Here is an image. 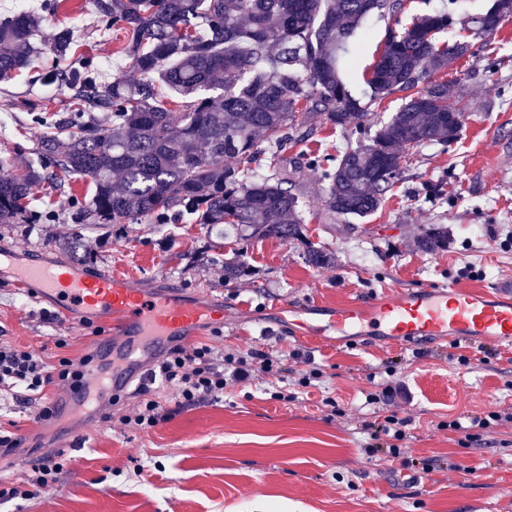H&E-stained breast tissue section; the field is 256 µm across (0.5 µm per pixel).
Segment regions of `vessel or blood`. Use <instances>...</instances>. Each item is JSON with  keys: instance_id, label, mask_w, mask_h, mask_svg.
I'll use <instances>...</instances> for the list:
<instances>
[{"instance_id": "obj_1", "label": "vessel or blood", "mask_w": 512, "mask_h": 512, "mask_svg": "<svg viewBox=\"0 0 512 512\" xmlns=\"http://www.w3.org/2000/svg\"><path fill=\"white\" fill-rule=\"evenodd\" d=\"M0 279L52 303L64 318L111 320V335L94 345L97 357L84 386L70 397L71 406L89 421L112 395L142 378L151 355L201 327L224 324L222 304L174 291L147 292L117 272L92 273L41 259L22 261L1 252ZM323 314L325 321L319 324L307 309H298L292 323L295 335L307 340L329 325L344 333L364 328L395 344L471 345L489 340L512 346V287L499 283L468 289L429 281L369 304L327 308Z\"/></svg>"}]
</instances>
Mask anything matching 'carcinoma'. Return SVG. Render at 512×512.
Here are the masks:
<instances>
[{"mask_svg": "<svg viewBox=\"0 0 512 512\" xmlns=\"http://www.w3.org/2000/svg\"><path fill=\"white\" fill-rule=\"evenodd\" d=\"M67 0H43L42 13L0 18V84L33 68L44 15ZM100 27L119 39L129 71L106 82L99 61L81 50L63 26L47 47L58 66L34 76L69 91L67 106L49 111L26 104L28 122L42 133L38 165L16 173L0 162V224H41L33 185L56 190L69 179L88 182L69 193L74 232L60 248L79 261L84 231L120 224L188 220L224 225L222 240L271 238L305 245L316 268L335 256L307 242L303 203L279 174L281 152L303 139L313 122L352 129L354 143L324 165L298 159L318 174L330 212L345 219L375 213L403 169L424 144L442 149L457 140L465 113L448 111L456 85L433 75L468 53L438 34L459 24L475 39L494 34L512 16V0H494L481 14L459 18L453 9L425 14L397 32L389 29L363 96L352 94L342 67L363 53L370 16L392 19L403 0H92ZM402 92L388 118L372 107ZM231 163H226V160ZM419 248H448V227L432 224ZM248 272L240 259L224 262V280Z\"/></svg>", "mask_w": 512, "mask_h": 512, "instance_id": "1", "label": "carcinoma"}]
</instances>
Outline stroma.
Segmentation results:
<instances>
[{"mask_svg":"<svg viewBox=\"0 0 512 512\" xmlns=\"http://www.w3.org/2000/svg\"><path fill=\"white\" fill-rule=\"evenodd\" d=\"M70 8L74 38L99 58L102 79L126 70L110 39L89 40L97 25L90 0H71ZM389 26L366 20V52L346 75L353 93L363 90L362 73L380 56ZM436 78L461 90V134L445 151L418 147L388 200L368 217H335L315 173L296 161L302 151H343L355 139L352 132L318 124L286 152L282 173L303 201L307 237L333 251L332 266L305 264L299 243L252 240L238 246L248 274L228 283L224 261L237 246L229 241L215 252L216 234L206 225L154 231L130 224L109 236L86 231L94 269L123 271L145 289L163 279L186 295L223 303V333L200 331L194 343L228 353L264 345L285 355L283 377L251 380L221 402L176 412L136 434L118 422L137 401L132 389L112 406L111 421L96 420L85 435L67 414L51 427L37 425L39 403L21 404L2 393L0 425L16 423L26 440L0 460V488L49 452L64 450L71 462L37 497L0 499V512H512V428L488 429L479 445L448 428L451 419L512 404L511 349L489 342L393 349L378 336L328 331L301 341L290 331L295 307L367 301L424 281L463 288L512 281V20L475 41L470 54ZM21 133L28 149L16 154L12 141ZM39 136L25 112L0 109L1 163L16 170L35 162ZM429 184L439 185L438 200L426 198ZM31 196L55 222L0 224V252L67 264L55 245L72 231L69 195L41 183ZM432 224L447 226L448 247L426 253L416 239ZM58 336L68 337V347H55ZM94 339L92 329L64 322L49 303L0 281V343L51 360L91 352ZM294 349L314 354L324 387L279 401L274 392L303 369L288 356ZM390 383L409 392L392 408L411 421L401 446L404 457L416 460L413 468L364 453L369 436L362 424L373 411L365 398ZM325 395L335 397L339 415L321 407ZM458 462L464 470H455Z\"/></svg>","mask_w":512,"mask_h":512,"instance_id":"35a3bbf8","label":"stroma"}]
</instances>
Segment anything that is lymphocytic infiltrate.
<instances>
[{"mask_svg":"<svg viewBox=\"0 0 512 512\" xmlns=\"http://www.w3.org/2000/svg\"><path fill=\"white\" fill-rule=\"evenodd\" d=\"M94 354L79 358L62 357L50 363L30 350L14 344L0 345V387L24 388L34 395H45L49 388L74 389L85 371L93 363ZM281 360L255 346L240 356L224 355L209 344L191 347L176 345L170 348L156 369L149 374V385L143 386L138 401L121 418L123 425L134 432H145L167 421L173 411L183 410L204 400L222 401L227 388L253 379L255 375L279 372ZM174 392L175 407L167 409L157 397L158 389ZM408 419L390 413L382 420L371 422L372 442L366 452L381 460L398 458L401 450L398 440L405 438ZM66 465L65 459L48 460L25 473L20 481L7 489H0V498H28L39 489L56 483Z\"/></svg>","mask_w":512,"mask_h":512,"instance_id":"1","label":"lymphocytic infiltrate"}]
</instances>
